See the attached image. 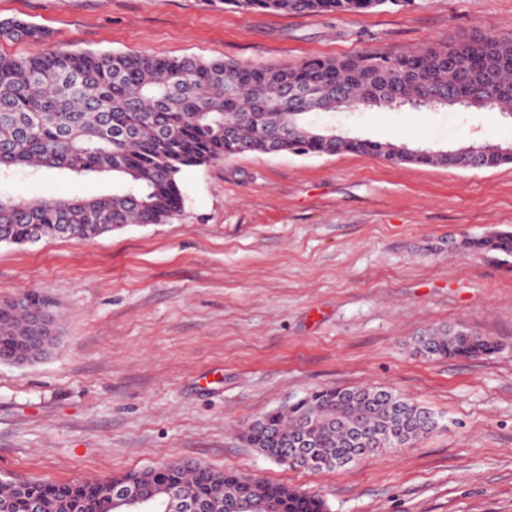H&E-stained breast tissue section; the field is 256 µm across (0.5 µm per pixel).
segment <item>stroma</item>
I'll return each mask as SVG.
<instances>
[{"instance_id":"35a3bbf8","label":"stroma","mask_w":512,"mask_h":512,"mask_svg":"<svg viewBox=\"0 0 512 512\" xmlns=\"http://www.w3.org/2000/svg\"><path fill=\"white\" fill-rule=\"evenodd\" d=\"M4 17L48 30L50 51L254 67L512 35V0H400L304 17L220 0H0ZM309 118L436 150L512 143V117L497 112ZM66 188L52 172L0 173V192L19 200ZM180 188L182 211L167 224L0 244V305L40 292L60 336L38 362L0 363V479L107 480L183 460L319 492L329 512H512V264L458 247L512 231V163L244 154L188 169ZM458 324L496 351L415 352L416 336ZM360 385L396 390L441 427L319 473L273 462L242 437L297 396Z\"/></svg>"}]
</instances>
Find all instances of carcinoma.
I'll return each mask as SVG.
<instances>
[{
    "instance_id": "obj_1",
    "label": "carcinoma",
    "mask_w": 512,
    "mask_h": 512,
    "mask_svg": "<svg viewBox=\"0 0 512 512\" xmlns=\"http://www.w3.org/2000/svg\"><path fill=\"white\" fill-rule=\"evenodd\" d=\"M258 14L318 15L366 13L400 0H222ZM38 25L0 19V39L39 43ZM310 89L306 104L287 97ZM432 98L431 107L456 106L469 97L489 112L512 114V36H475L448 46L428 44L396 55L362 52L338 58L314 57L294 65L251 67L193 57L156 58L124 52L34 49L23 56L0 55V169L57 171L79 181L110 175L112 193L19 201L0 194V237L28 245L56 237L68 224L74 237L91 239L129 224H166L182 208L181 175L229 155L267 153L264 135L276 133L281 152L303 147L304 155L353 152L401 165L441 164L469 168L472 142L433 154L400 156L408 143L347 142L333 130L303 121L310 112H352L355 106L384 108L392 96ZM466 251L512 258V232L466 238ZM27 333L22 310L0 311V356L17 350ZM426 358L490 354L496 344L452 328L429 330L415 340ZM441 426L431 409L377 386L329 388L306 394L268 412L243 433L246 442L283 464L278 449L292 447L306 433L322 460L317 471L399 448ZM154 491L177 489L205 501L208 512H230L238 496L273 498L282 512H327L320 496L265 480L175 461L121 475ZM115 512L109 482L73 480L0 481V512Z\"/></svg>"
}]
</instances>
